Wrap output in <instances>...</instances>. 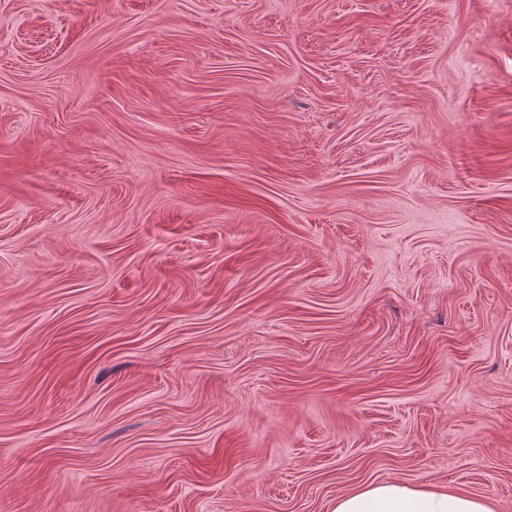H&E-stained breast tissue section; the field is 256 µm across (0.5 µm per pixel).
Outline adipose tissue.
Listing matches in <instances>:
<instances>
[{
    "label": "adipose tissue",
    "mask_w": 512,
    "mask_h": 512,
    "mask_svg": "<svg viewBox=\"0 0 512 512\" xmlns=\"http://www.w3.org/2000/svg\"><path fill=\"white\" fill-rule=\"evenodd\" d=\"M333 512H495L488 498L457 490L368 482L336 500Z\"/></svg>",
    "instance_id": "ef3b65f1"
}]
</instances>
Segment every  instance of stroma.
Returning a JSON list of instances; mask_svg holds the SVG:
<instances>
[{
	"instance_id": "stroma-1",
	"label": "stroma",
	"mask_w": 512,
	"mask_h": 512,
	"mask_svg": "<svg viewBox=\"0 0 512 512\" xmlns=\"http://www.w3.org/2000/svg\"><path fill=\"white\" fill-rule=\"evenodd\" d=\"M512 512V0H0V512ZM333 512H495L491 501L457 490L368 482L336 500Z\"/></svg>"
}]
</instances>
